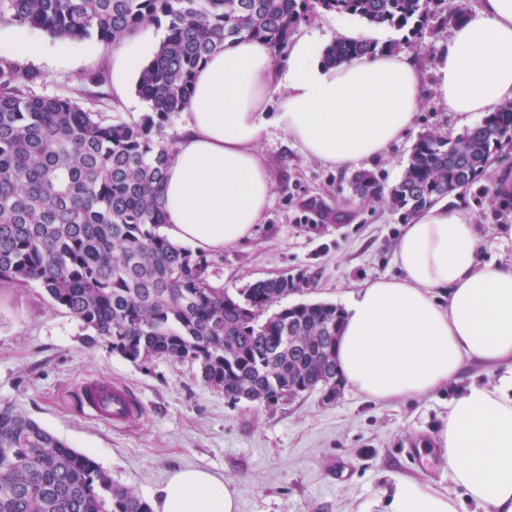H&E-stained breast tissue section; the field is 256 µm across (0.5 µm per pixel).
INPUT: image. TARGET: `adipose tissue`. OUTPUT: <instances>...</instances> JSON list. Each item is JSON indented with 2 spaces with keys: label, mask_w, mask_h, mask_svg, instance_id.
Returning <instances> with one entry per match:
<instances>
[{
  "label": "adipose tissue",
  "mask_w": 512,
  "mask_h": 512,
  "mask_svg": "<svg viewBox=\"0 0 512 512\" xmlns=\"http://www.w3.org/2000/svg\"><path fill=\"white\" fill-rule=\"evenodd\" d=\"M437 99L460 123L512 100V0H481L434 58ZM422 78L411 53L330 66L303 38L276 65L245 40L199 67L187 123L166 169L164 234L211 254L243 242L271 193L257 145L268 126L314 158L346 167L383 155L413 126ZM475 224L448 198L416 214L399 238V276L367 281L349 301L336 357L344 382L389 404L429 396L467 367L501 369L448 403L436 447L463 498L384 473L358 512H512V263L479 260ZM435 447V448H436ZM231 482L204 470L173 474L153 512H239Z\"/></svg>",
  "instance_id": "1"
}]
</instances>
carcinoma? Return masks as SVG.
Listing matches in <instances>:
<instances>
[{"instance_id": "obj_1", "label": "carcinoma", "mask_w": 512, "mask_h": 512, "mask_svg": "<svg viewBox=\"0 0 512 512\" xmlns=\"http://www.w3.org/2000/svg\"><path fill=\"white\" fill-rule=\"evenodd\" d=\"M443 0H0V26L60 39L94 37L106 47L148 24L167 35L141 68L138 93L151 113L139 123L83 108L68 95L40 97L33 70L0 58V285L41 288L80 322L86 343L133 362L153 358L199 366L205 384L233 404H263L288 391L331 386L343 311L329 303L274 309L295 280H257L236 294L215 285L217 261L160 233L162 185L172 149L162 138L183 111L208 57L244 39L273 53L311 9L356 16L418 36L428 5ZM467 17L448 0L445 23ZM338 39L324 62L383 51ZM512 141V101L455 138L426 133L400 180L386 189L366 171L352 179L362 199L383 200L409 218L480 180L497 221L512 215V176L488 172ZM0 512H151L116 486L88 455L29 417L0 410Z\"/></svg>"}]
</instances>
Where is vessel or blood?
<instances>
[{
    "label": "vessel or blood",
    "mask_w": 512,
    "mask_h": 512,
    "mask_svg": "<svg viewBox=\"0 0 512 512\" xmlns=\"http://www.w3.org/2000/svg\"><path fill=\"white\" fill-rule=\"evenodd\" d=\"M81 401L89 416L114 427L126 424L143 411V401L133 389L94 378L83 381Z\"/></svg>",
    "instance_id": "vessel-or-blood-1"
}]
</instances>
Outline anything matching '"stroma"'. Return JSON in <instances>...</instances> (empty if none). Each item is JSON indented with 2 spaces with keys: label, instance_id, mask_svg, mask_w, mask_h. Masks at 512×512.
<instances>
[{
  "label": "stroma",
  "instance_id": "stroma-1",
  "mask_svg": "<svg viewBox=\"0 0 512 512\" xmlns=\"http://www.w3.org/2000/svg\"><path fill=\"white\" fill-rule=\"evenodd\" d=\"M449 29L431 20L422 37L387 29L386 42L403 41L423 70L420 109L404 140L360 168H339L307 156L281 129H266L257 149L268 164L272 191L251 237L219 253L217 285L238 292L258 279L288 275L305 280L283 303H330L345 307L364 282L397 276L396 241L407 220L381 201L355 196L356 170L394 185L421 134L444 137L464 128L436 98L433 56ZM40 56L20 62L38 72L34 95L79 98L97 110L85 81L112 72V49L96 39L58 41L42 30ZM109 113L128 122L150 113L135 79L107 80ZM453 201L477 225L482 262L512 261V222L489 219V198L479 187ZM135 390L140 416L113 429L85 414L77 389L86 378ZM492 371L463 374L427 397L377 404L351 387L333 402L313 390L287 403L234 405L205 384L197 365L155 358L134 364L100 347L87 346L78 321L53 306L38 288L0 286V408L38 422L76 451L91 455L114 484L153 500L183 469H203L231 481L240 512H357L380 486V475H414L458 494L441 458L422 463L416 441L432 440L459 385L492 386Z\"/></svg>",
  "mask_w": 512,
  "mask_h": 512
}]
</instances>
